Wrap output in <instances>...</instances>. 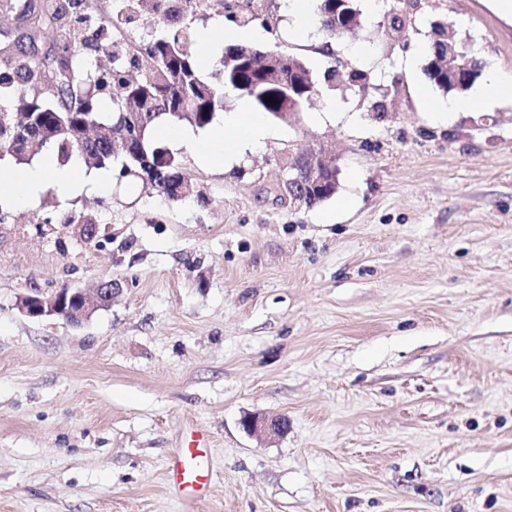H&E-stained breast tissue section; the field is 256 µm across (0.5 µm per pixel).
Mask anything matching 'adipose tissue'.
Returning <instances> with one entry per match:
<instances>
[{
	"label": "adipose tissue",
	"instance_id": "ef3b65f1",
	"mask_svg": "<svg viewBox=\"0 0 512 512\" xmlns=\"http://www.w3.org/2000/svg\"><path fill=\"white\" fill-rule=\"evenodd\" d=\"M270 134L271 130L261 113L232 112L225 115L222 125L193 140L195 151L201 159L229 164L243 152L261 145ZM84 179V171L79 163L61 166L48 159L19 174L0 172V198L24 206L46 187L55 184L78 186Z\"/></svg>",
	"mask_w": 512,
	"mask_h": 512
}]
</instances>
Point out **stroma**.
Segmentation results:
<instances>
[{
  "instance_id": "stroma-1",
  "label": "stroma",
  "mask_w": 512,
  "mask_h": 512,
  "mask_svg": "<svg viewBox=\"0 0 512 512\" xmlns=\"http://www.w3.org/2000/svg\"><path fill=\"white\" fill-rule=\"evenodd\" d=\"M250 5L253 47L326 54L293 124L228 165L154 138L191 184L178 202L110 167L107 190L0 204V512H512V97L468 90L439 123L424 72L434 18L512 74V19L418 0L392 31L377 0L357 38L299 43L285 0ZM54 43L0 11V59ZM336 61L367 94L323 89ZM301 146L339 170L312 208L280 181ZM82 214L98 243L59 222ZM104 281L111 305L79 326L15 306ZM250 414L288 431L248 435ZM199 427L210 483L188 507L166 463Z\"/></svg>"
}]
</instances>
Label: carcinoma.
Here are the masks:
<instances>
[{"mask_svg":"<svg viewBox=\"0 0 512 512\" xmlns=\"http://www.w3.org/2000/svg\"><path fill=\"white\" fill-rule=\"evenodd\" d=\"M80 0H23L18 11L41 27L64 30L55 45L56 77L35 93H16L17 84L29 79L36 62L24 55L8 62L0 72V113L22 112L32 121L9 127L12 148L28 162L34 149L57 153L60 161L88 155L93 164L112 166L117 155L112 143L120 145L123 161L117 179H137L155 187L168 184L176 190L185 181L176 165L156 159L149 145L152 130L163 122H187L195 127L209 125L216 112L224 109V90L236 92L257 110L273 114L280 111L281 98L293 94L305 104L314 92L307 63L293 57L282 76L261 77L253 68L259 50L243 45L224 48L211 79H204L197 57L190 47L197 42L191 19L184 15L180 0H112L105 24L84 40L77 31L87 30L80 23L90 14L77 7ZM149 15L160 23L156 34L141 41L121 34ZM146 56L152 67L138 77L125 76L126 67ZM484 63L470 55L464 85L448 83V76L436 69L434 53H428L424 71L429 81L449 94L469 90L482 75ZM273 97V103L264 102ZM112 102V111L98 108L101 99Z\"/></svg>","mask_w":512,"mask_h":512,"instance_id":"1","label":"carcinoma"}]
</instances>
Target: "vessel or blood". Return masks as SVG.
<instances>
[{"instance_id": "vessel-or-blood-1", "label": "vessel or blood", "mask_w": 512, "mask_h": 512, "mask_svg": "<svg viewBox=\"0 0 512 512\" xmlns=\"http://www.w3.org/2000/svg\"><path fill=\"white\" fill-rule=\"evenodd\" d=\"M208 443L209 435L206 430H193L168 463L169 485L175 495L186 504H195L207 494L204 456Z\"/></svg>"}]
</instances>
